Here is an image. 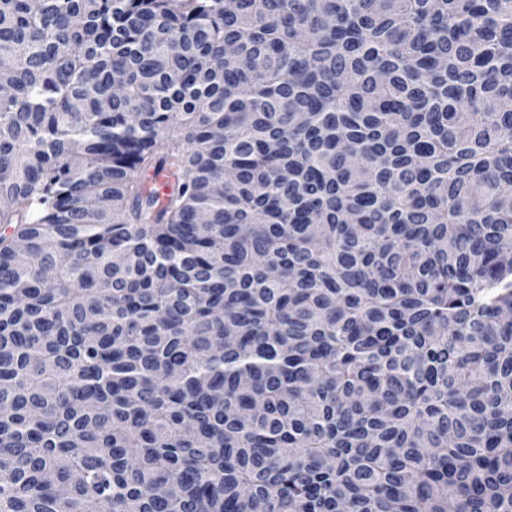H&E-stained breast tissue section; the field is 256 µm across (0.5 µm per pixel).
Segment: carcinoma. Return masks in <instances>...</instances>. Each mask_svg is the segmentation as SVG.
<instances>
[{"mask_svg": "<svg viewBox=\"0 0 512 512\" xmlns=\"http://www.w3.org/2000/svg\"><path fill=\"white\" fill-rule=\"evenodd\" d=\"M0 73V512H512V0H0Z\"/></svg>", "mask_w": 512, "mask_h": 512, "instance_id": "1", "label": "carcinoma"}]
</instances>
